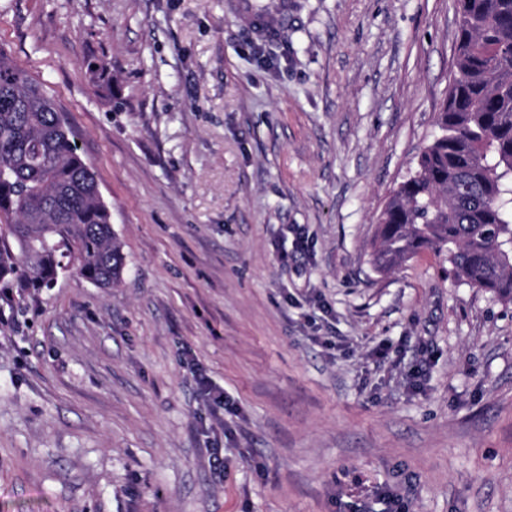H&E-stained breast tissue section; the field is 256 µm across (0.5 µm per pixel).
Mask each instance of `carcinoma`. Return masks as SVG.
I'll use <instances>...</instances> for the list:
<instances>
[{
	"instance_id": "obj_1",
	"label": "carcinoma",
	"mask_w": 512,
	"mask_h": 512,
	"mask_svg": "<svg viewBox=\"0 0 512 512\" xmlns=\"http://www.w3.org/2000/svg\"><path fill=\"white\" fill-rule=\"evenodd\" d=\"M456 2L440 134L381 212L372 264L387 272L431 249L454 279L512 300V0ZM69 267L112 288L122 243L45 84L0 48V281L40 290Z\"/></svg>"
}]
</instances>
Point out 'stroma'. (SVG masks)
I'll use <instances>...</instances> for the list:
<instances>
[{"mask_svg":"<svg viewBox=\"0 0 512 512\" xmlns=\"http://www.w3.org/2000/svg\"><path fill=\"white\" fill-rule=\"evenodd\" d=\"M237 2L0 0L126 261L13 284L0 512H512V301L430 252L371 263L439 133L455 0H302L284 50Z\"/></svg>","mask_w":512,"mask_h":512,"instance_id":"obj_1","label":"stroma"}]
</instances>
